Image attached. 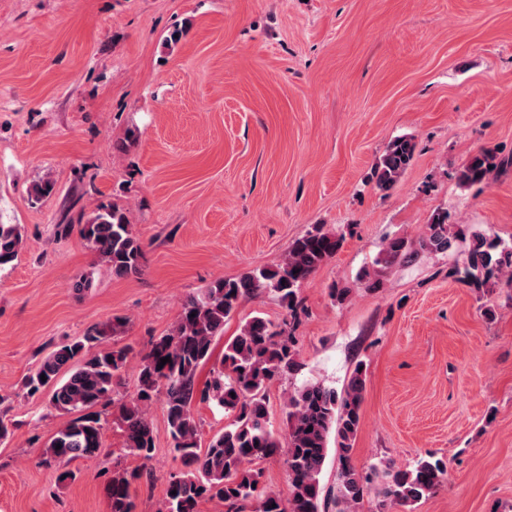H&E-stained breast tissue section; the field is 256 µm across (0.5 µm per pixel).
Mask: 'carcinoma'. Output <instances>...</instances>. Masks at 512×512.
Here are the masks:
<instances>
[{"instance_id":"cac0c4a2","label":"carcinoma","mask_w":512,"mask_h":512,"mask_svg":"<svg viewBox=\"0 0 512 512\" xmlns=\"http://www.w3.org/2000/svg\"><path fill=\"white\" fill-rule=\"evenodd\" d=\"M415 148L408 136L388 145L372 172L379 191L388 192L401 181ZM510 166L512 156L484 148L467 160L457 180L462 187L486 183ZM54 189V182L46 177L31 186L29 196L38 202ZM74 229L113 275L142 273L144 244L118 204H101L91 217L78 219V224L59 225L63 235ZM344 240L342 232L314 224L277 263L238 278L218 279L188 294L173 328L140 353L137 389L130 398L121 395L117 386L134 352L132 346H101L104 332L97 328L59 345L25 379L27 395L46 391L50 408L75 415L45 444L43 463L66 466L77 459L108 455L103 432L109 424L104 410L110 406L117 409L127 453L150 461L156 446L148 414L160 400L166 410L171 451L182 469L171 474L158 512H199L206 500L222 503L224 512H325L330 505L336 512H357L371 490L370 477L359 472L352 460L353 442L361 427L363 365L355 367L341 393L305 383L289 396L285 448L268 418L266 390L272 382L301 370L294 337L256 315L224 343L220 364L204 388L199 391L196 384L200 368L212 357L215 337L223 334L224 322L234 317L243 301L271 297L289 316L297 317L301 287L336 256ZM459 243L465 245L462 265H454L453 273H463V279L476 288L492 283L512 288V246L505 247L483 233L467 234L462 225L449 222L446 210L433 212L429 234L416 244L404 237L387 239L379 262L387 267L411 261L423 250L445 253ZM22 244L20 225L0 224V267L15 260ZM164 357L169 362L161 367ZM197 398L223 408L230 418L224 432L205 448L200 447L192 409ZM332 442L338 460L336 486L326 490L321 476ZM281 448L290 476L285 496L267 490L262 470L252 467ZM447 473L441 459H423L409 470L385 473L386 480L376 489L378 512L393 506L411 508L441 486ZM144 478L150 479L144 465L132 470L114 465L106 485L110 512H135L132 487Z\"/></svg>"}]
</instances>
